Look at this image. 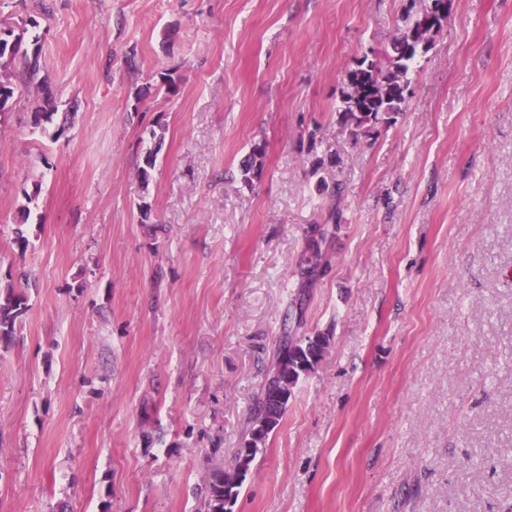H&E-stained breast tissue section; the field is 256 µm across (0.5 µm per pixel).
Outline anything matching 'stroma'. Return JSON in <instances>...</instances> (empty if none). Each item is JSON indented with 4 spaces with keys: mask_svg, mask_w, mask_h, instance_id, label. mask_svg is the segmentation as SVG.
I'll return each instance as SVG.
<instances>
[{
    "mask_svg": "<svg viewBox=\"0 0 512 512\" xmlns=\"http://www.w3.org/2000/svg\"><path fill=\"white\" fill-rule=\"evenodd\" d=\"M401 5L0 0L44 79L0 112V288L30 275L0 512H196L281 337L317 334L234 512H512V0H458L353 138L345 73ZM264 152L263 145H254L249 155L240 164L241 181L248 187L253 184V177L259 172Z\"/></svg>",
    "mask_w": 512,
    "mask_h": 512,
    "instance_id": "35a3bbf8",
    "label": "stroma"
}]
</instances>
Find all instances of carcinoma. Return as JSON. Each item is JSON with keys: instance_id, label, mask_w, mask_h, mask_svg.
<instances>
[{"instance_id": "1", "label": "carcinoma", "mask_w": 512, "mask_h": 512, "mask_svg": "<svg viewBox=\"0 0 512 512\" xmlns=\"http://www.w3.org/2000/svg\"><path fill=\"white\" fill-rule=\"evenodd\" d=\"M441 4L443 11L434 16L436 30H441L453 13L455 0H405L400 16L401 25L391 40L393 51L380 60L367 52L357 62V67L347 74L348 91L343 94L339 115L341 122L351 126L354 134L367 135L370 130L394 120L403 111L409 87L408 72L411 63L430 48H420L416 34L420 31L421 16L431 3ZM23 36L0 44L1 59L20 58L27 82L38 79L40 63L37 54L21 50ZM16 86L11 75L0 71V112L14 97ZM265 148L254 145L240 164L241 181L253 184L259 172ZM28 281L10 285L0 293V341H9L15 335L18 319L28 310ZM330 343V337L284 336L273 375L265 385L263 397L254 406L250 429L239 448L235 449L229 464L218 456L220 449H212L213 467L209 469L200 495L198 512H233L226 502H237L240 489L251 470L260 449L265 447L269 435L280 425L300 377L314 371Z\"/></svg>"}]
</instances>
